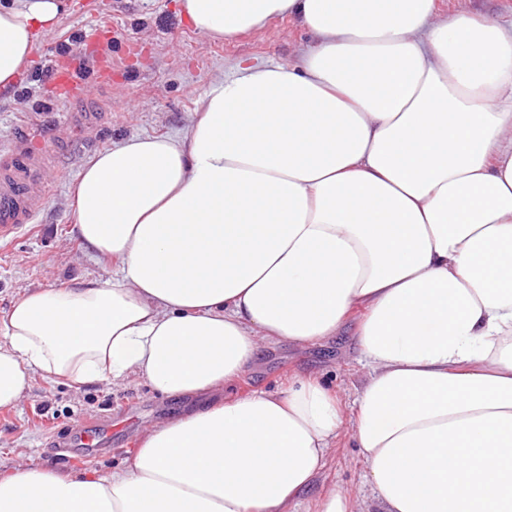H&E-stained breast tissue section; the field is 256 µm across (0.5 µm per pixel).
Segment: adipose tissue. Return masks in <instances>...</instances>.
<instances>
[{
  "instance_id": "obj_1",
  "label": "adipose tissue",
  "mask_w": 512,
  "mask_h": 512,
  "mask_svg": "<svg viewBox=\"0 0 512 512\" xmlns=\"http://www.w3.org/2000/svg\"><path fill=\"white\" fill-rule=\"evenodd\" d=\"M64 0H0V93ZM214 40L288 16L298 61L236 65L176 135L81 168L73 231L109 282L26 292L0 324V407L38 370L142 378L204 405L98 473L19 470L0 512H288L344 422L373 507L512 512V25L436 0H180ZM357 319L353 419L318 379L221 398L262 344Z\"/></svg>"
}]
</instances>
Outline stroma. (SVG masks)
Segmentation results:
<instances>
[{"mask_svg":"<svg viewBox=\"0 0 512 512\" xmlns=\"http://www.w3.org/2000/svg\"><path fill=\"white\" fill-rule=\"evenodd\" d=\"M309 44L308 33L285 17L260 31L216 42L191 28L177 0H67L53 31L36 42L21 82L0 94V143L22 125L64 127L70 106L53 98L47 74L69 60L72 46L85 77L83 100L106 117L70 143L48 171L53 191L36 222L26 225L15 241L0 242V321L27 291L111 279V265L97 262L71 232V189L83 163L132 135L177 134L217 76L229 75L241 62L296 61ZM106 60L112 63V83L103 86L96 77ZM364 375L350 325L316 346L300 347L285 339L265 346L233 391H281L298 377L314 376L328 382L350 413ZM191 405L186 398L160 396L141 379L76 391L33 372L21 401L0 408V477L24 468L72 472L121 465L132 458L146 430ZM107 418L114 429L102 447L76 448L62 459L50 455L56 436ZM333 486L359 501L372 494L364 461L345 427L298 512H314L316 501Z\"/></svg>","mask_w":512,"mask_h":512,"instance_id":"stroma-1","label":"stroma"}]
</instances>
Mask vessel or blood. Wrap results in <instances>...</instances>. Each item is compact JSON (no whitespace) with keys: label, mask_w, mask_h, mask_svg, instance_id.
I'll list each match as a JSON object with an SVG mask.
<instances>
[{"label":"vessel or blood","mask_w":512,"mask_h":512,"mask_svg":"<svg viewBox=\"0 0 512 512\" xmlns=\"http://www.w3.org/2000/svg\"><path fill=\"white\" fill-rule=\"evenodd\" d=\"M80 72L77 61L54 70L52 83L80 99L74 87ZM58 134L45 137L23 134L9 145L0 146V240L15 238L25 226L34 223L50 192L46 172L57 156Z\"/></svg>","instance_id":"vessel-or-blood-1"}]
</instances>
